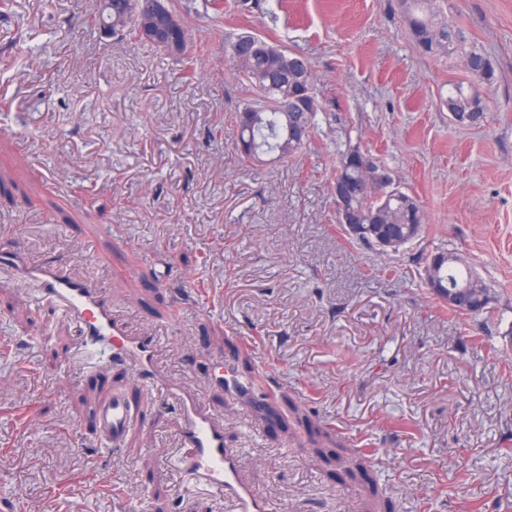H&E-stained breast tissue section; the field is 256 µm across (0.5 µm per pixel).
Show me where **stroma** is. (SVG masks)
<instances>
[{"label":"stroma","instance_id":"35a3bbf8","mask_svg":"<svg viewBox=\"0 0 512 512\" xmlns=\"http://www.w3.org/2000/svg\"><path fill=\"white\" fill-rule=\"evenodd\" d=\"M96 3L14 0L0 19V248L100 284L153 338L166 388L82 354L78 326L0 264V512H227L175 470L188 391L223 417L270 512H512V0H435L495 70L467 127L444 100L468 73L418 53L399 0H247L220 17L178 0L189 83L150 45L86 27ZM244 32L315 76L316 125L285 162L240 161L224 45ZM353 147L424 208L397 252L337 221ZM439 251L492 286L482 314L422 284ZM216 364L266 397L212 382ZM115 391L133 423L104 456L95 410ZM341 443L370 449L365 470L336 460Z\"/></svg>","mask_w":512,"mask_h":512}]
</instances>
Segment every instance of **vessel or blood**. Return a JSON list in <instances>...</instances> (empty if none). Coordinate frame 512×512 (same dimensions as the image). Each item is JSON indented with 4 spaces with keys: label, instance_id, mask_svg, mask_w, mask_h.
<instances>
[{
    "label": "vessel or blood",
    "instance_id": "b4317fda",
    "mask_svg": "<svg viewBox=\"0 0 512 512\" xmlns=\"http://www.w3.org/2000/svg\"><path fill=\"white\" fill-rule=\"evenodd\" d=\"M21 272L39 284L44 300L77 324L86 347L98 350L103 361L137 366L141 381L153 388L158 386L150 337L129 334L96 282L75 276L55 263L25 265ZM182 414L185 453L179 459L178 472L232 502L234 512H268L267 503L241 475L235 450L224 445L223 420L189 396L182 399ZM96 417L103 441L114 448L122 447L131 417L125 396L115 393L105 399Z\"/></svg>",
    "mask_w": 512,
    "mask_h": 512
}]
</instances>
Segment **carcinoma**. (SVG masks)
<instances>
[{"label": "carcinoma", "mask_w": 512, "mask_h": 512, "mask_svg": "<svg viewBox=\"0 0 512 512\" xmlns=\"http://www.w3.org/2000/svg\"><path fill=\"white\" fill-rule=\"evenodd\" d=\"M411 37L422 53L429 57H467L472 70L469 76L473 81L485 77L491 82L494 68L490 59L476 43L470 41L465 32L438 19L433 0H401ZM126 21L127 31L134 40H139L137 30L140 21L132 18L129 0H109L91 16L88 27L100 29L109 20ZM261 45L238 43L230 40L225 47L237 48L238 53L248 57L249 67L239 73L241 91L245 94L242 108L237 112L236 123L240 141H252L253 151L245 158L250 162H263V157L272 155L280 161L294 156L300 148L288 149V134L295 124L304 121L315 126L318 111H312L309 104L300 98L292 104V109L282 112L274 100L283 95L294 94L296 79L288 70L286 50L260 39ZM352 218L358 224H366L375 229L388 224L402 231L409 225L425 223L424 210L419 201L411 195L398 196L381 205L364 197H356L351 203ZM441 262L437 265L438 287L442 297L448 298V286H453L462 304L451 309L461 313L481 304L488 305L492 300L490 286L475 272L459 262L452 252L439 253Z\"/></svg>", "instance_id": "1"}]
</instances>
